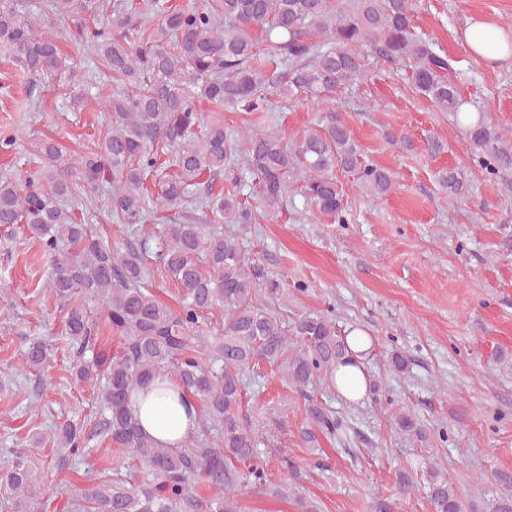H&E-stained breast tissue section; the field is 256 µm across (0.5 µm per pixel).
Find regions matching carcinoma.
Returning <instances> with one entry per match:
<instances>
[{"instance_id":"cac0c4a2","label":"carcinoma","mask_w":512,"mask_h":512,"mask_svg":"<svg viewBox=\"0 0 512 512\" xmlns=\"http://www.w3.org/2000/svg\"><path fill=\"white\" fill-rule=\"evenodd\" d=\"M83 42L113 90L93 105L106 114L99 135L69 154L51 140L35 145L25 171L0 175V226L20 225L52 262L48 291L65 310L62 334L92 358L76 376L100 382L95 434L127 450L125 469L105 471L67 504L70 512H239L240 486L268 491L259 458L263 435L243 416L244 376L262 364L285 365L303 389L346 355L332 322L309 313L288 324L274 309L283 281L248 266L226 224L253 223L240 200L246 186L268 213L300 192L318 213L342 221L346 171L370 193L393 185L384 168L367 164L350 129L331 119L284 139L276 133L231 139L223 112L254 118L271 111L274 93L323 99L361 77L374 54L409 67L412 86L450 112L479 152L487 173L512 167V146L483 117L461 112L452 57L416 31L410 0H0V51L27 74L54 81L65 74L77 90L78 67L61 40ZM212 107L204 119L197 105ZM448 194H461V173L440 175ZM106 205L110 222L134 238L121 248L92 230L83 197ZM167 222L162 243L139 235L153 220ZM182 290L178 307L159 299L150 283V258ZM100 303L92 321L86 302ZM224 309L222 325L207 321ZM121 347L96 348L99 327ZM48 347L29 343L24 362L41 369ZM173 377L201 403L202 433L178 447L145 436L130 395L156 375ZM310 416L336 436V417L313 406ZM86 424L67 421L56 432L61 456L83 451ZM399 432L421 440L419 419L402 413ZM433 512H468L453 484L430 467ZM215 493L200 497L191 484ZM44 506L29 455L14 454L0 473L4 512Z\"/></svg>"}]
</instances>
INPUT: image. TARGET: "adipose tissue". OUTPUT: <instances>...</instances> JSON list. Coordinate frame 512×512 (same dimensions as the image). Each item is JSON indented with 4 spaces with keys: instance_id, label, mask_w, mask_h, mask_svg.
Returning a JSON list of instances; mask_svg holds the SVG:
<instances>
[{
    "instance_id": "obj_1",
    "label": "adipose tissue",
    "mask_w": 512,
    "mask_h": 512,
    "mask_svg": "<svg viewBox=\"0 0 512 512\" xmlns=\"http://www.w3.org/2000/svg\"><path fill=\"white\" fill-rule=\"evenodd\" d=\"M462 38L478 56L494 61L512 60V37L494 20L483 16L470 18ZM345 345L347 355L334 371L336 391L347 401L358 402L366 397L370 386L364 361L372 340L357 327L348 332ZM132 404L143 434L163 446L180 445L197 422L195 405L183 396L175 380L164 374L135 391Z\"/></svg>"
}]
</instances>
